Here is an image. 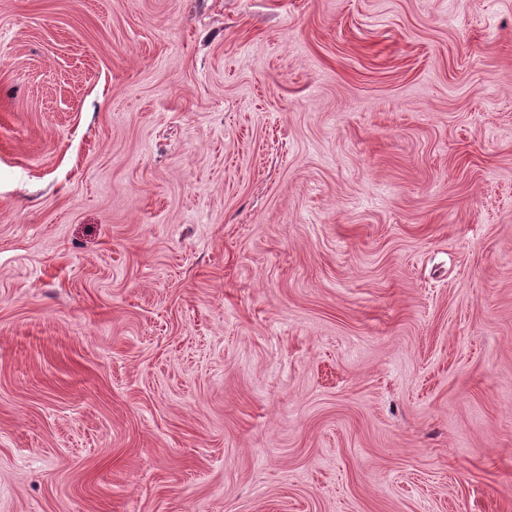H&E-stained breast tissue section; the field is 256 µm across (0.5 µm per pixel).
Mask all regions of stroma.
<instances>
[{"label": "stroma", "instance_id": "obj_1", "mask_svg": "<svg viewBox=\"0 0 512 512\" xmlns=\"http://www.w3.org/2000/svg\"><path fill=\"white\" fill-rule=\"evenodd\" d=\"M0 512H512V0H0Z\"/></svg>", "mask_w": 512, "mask_h": 512}]
</instances>
